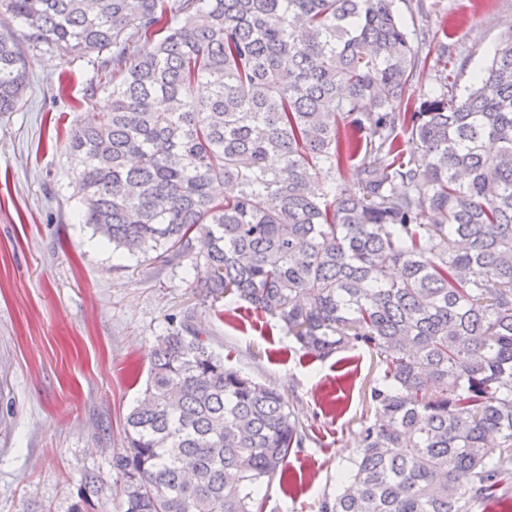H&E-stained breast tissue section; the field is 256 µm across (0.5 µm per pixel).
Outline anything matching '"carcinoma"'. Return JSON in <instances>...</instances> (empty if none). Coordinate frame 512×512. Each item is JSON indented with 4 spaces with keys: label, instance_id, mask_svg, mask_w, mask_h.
I'll list each match as a JSON object with an SVG mask.
<instances>
[{
    "label": "carcinoma",
    "instance_id": "carcinoma-1",
    "mask_svg": "<svg viewBox=\"0 0 512 512\" xmlns=\"http://www.w3.org/2000/svg\"><path fill=\"white\" fill-rule=\"evenodd\" d=\"M7 19L62 57L112 51L111 111L68 142L101 238L196 254L205 296L247 303L307 354L379 357L376 419L319 512H485L512 495V29L465 94L449 73L417 100L427 34L396 0H0V112L28 81ZM354 162L356 184H320ZM125 439L122 512H263L306 427L189 316ZM97 492L84 475L70 512Z\"/></svg>",
    "mask_w": 512,
    "mask_h": 512
}]
</instances>
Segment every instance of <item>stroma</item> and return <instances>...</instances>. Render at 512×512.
<instances>
[{"mask_svg":"<svg viewBox=\"0 0 512 512\" xmlns=\"http://www.w3.org/2000/svg\"><path fill=\"white\" fill-rule=\"evenodd\" d=\"M414 22L429 31V62L414 90L441 87L444 45L467 59L465 91L512 26V0H427ZM18 111L0 113V512H69L85 472L100 476L93 512H118L112 456L123 420L145 386L159 339L186 314L226 364L274 386L308 430L292 451L291 492L272 480L265 512H318L352 465L370 387L382 373L359 346L323 358L274 322L236 303L212 302L181 266L113 253L79 218L67 132L83 112H106L83 58L27 49Z\"/></svg>","mask_w":512,"mask_h":512,"instance_id":"1","label":"stroma"}]
</instances>
